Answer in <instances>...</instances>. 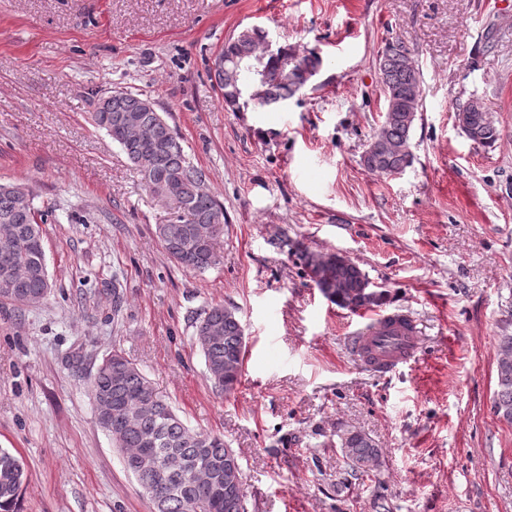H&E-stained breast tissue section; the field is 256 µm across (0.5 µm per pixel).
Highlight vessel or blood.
Masks as SVG:
<instances>
[{
  "label": "vessel or blood",
  "instance_id": "1",
  "mask_svg": "<svg viewBox=\"0 0 512 512\" xmlns=\"http://www.w3.org/2000/svg\"><path fill=\"white\" fill-rule=\"evenodd\" d=\"M351 349L358 361L373 372L395 371L417 356L416 323L401 311L376 316L354 332Z\"/></svg>",
  "mask_w": 512,
  "mask_h": 512
}]
</instances>
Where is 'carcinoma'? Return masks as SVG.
<instances>
[{
  "mask_svg": "<svg viewBox=\"0 0 512 512\" xmlns=\"http://www.w3.org/2000/svg\"><path fill=\"white\" fill-rule=\"evenodd\" d=\"M291 46L267 48L264 30L245 29L224 43L216 85L224 104L235 112L276 108L309 81L320 64L311 51L295 71H288ZM384 121L370 143L375 151L363 167L381 175L403 172L412 163L410 134L421 108L420 69L410 49L399 40L386 42L377 55ZM265 89L261 99L255 90ZM132 91L115 92L98 102L93 124L117 142L138 170L145 188L170 202L172 216L157 225V236L168 255L181 267L203 273L220 262L219 238L224 235V205L207 189V175L185 152L180 138L162 113L144 106ZM465 135L490 145L499 130L485 113H469ZM48 214L34 205L29 187L0 184V241L14 242L12 270L0 269V300L26 306L46 297L51 288L42 238ZM300 257L310 281L323 294L341 299L339 306L358 309L368 278L355 262L337 261L329 254L303 249ZM193 342L203 354L206 374L214 388L229 396L240 384L245 357L242 326L235 313L222 306L203 310L195 319ZM94 404H104L99 426L118 450L147 452L132 471L150 499L154 512H246L239 456L218 435L187 426L172 407L154 392L140 369L121 353L105 356L90 379ZM497 416L512 424V333L503 330L493 395ZM339 448L350 473L369 475L380 448L365 433L347 430L338 435ZM25 481L20 460L0 448V512H17Z\"/></svg>",
  "mask_w": 512,
  "mask_h": 512,
  "instance_id": "carcinoma-1",
  "label": "carcinoma"
}]
</instances>
